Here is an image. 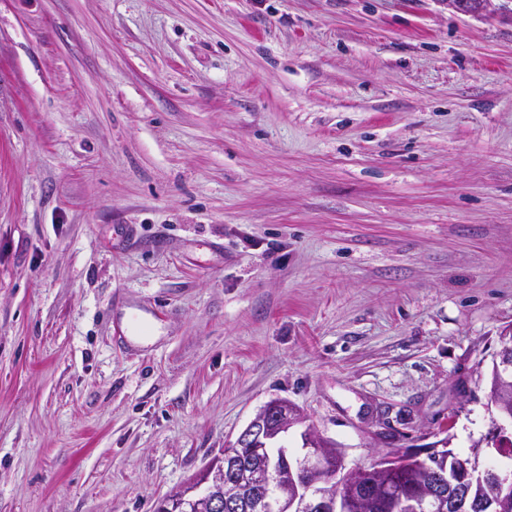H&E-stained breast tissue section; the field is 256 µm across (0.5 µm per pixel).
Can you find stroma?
<instances>
[{
    "mask_svg": "<svg viewBox=\"0 0 512 512\" xmlns=\"http://www.w3.org/2000/svg\"><path fill=\"white\" fill-rule=\"evenodd\" d=\"M510 325L511 13L0 0V512H156L275 398L469 454Z\"/></svg>",
    "mask_w": 512,
    "mask_h": 512,
    "instance_id": "1",
    "label": "stroma"
}]
</instances>
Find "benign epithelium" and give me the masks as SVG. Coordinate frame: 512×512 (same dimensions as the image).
Wrapping results in <instances>:
<instances>
[{
    "label": "benign epithelium",
    "instance_id": "7a95c632",
    "mask_svg": "<svg viewBox=\"0 0 512 512\" xmlns=\"http://www.w3.org/2000/svg\"><path fill=\"white\" fill-rule=\"evenodd\" d=\"M449 2L462 12L483 15L491 0ZM494 364V396L488 406L496 410L499 420L493 421L490 439L474 445L467 462L448 450V439L444 438L423 448L382 452L368 468H348L344 452L319 434L300 408L286 399H275L254 415L222 458L168 495L161 510L179 512L182 504L190 502L196 512H265V501L248 492L250 484L280 482L283 492L276 503L277 512H349L353 502L371 486L370 477H391L395 464L404 458L435 469L427 498L433 512H452L449 491L465 486L472 470L481 466L482 444L498 446L512 438L506 427L512 418V325L499 335ZM297 426L304 427L299 453L275 446ZM483 472L487 486L495 491L490 503L512 501V475L488 468Z\"/></svg>",
    "mask_w": 512,
    "mask_h": 512
}]
</instances>
